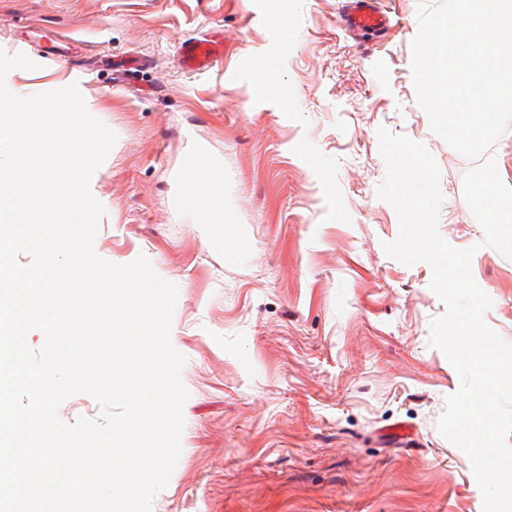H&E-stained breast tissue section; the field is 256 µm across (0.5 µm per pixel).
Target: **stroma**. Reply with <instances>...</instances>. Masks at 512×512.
<instances>
[{"mask_svg":"<svg viewBox=\"0 0 512 512\" xmlns=\"http://www.w3.org/2000/svg\"><path fill=\"white\" fill-rule=\"evenodd\" d=\"M443 3L379 0L401 19L379 39L340 26L342 0H0V50L37 64L8 80L78 85L117 136L95 172L96 254L146 257L178 288L170 341L189 397L151 512H483L469 459L436 429L460 385L428 344L445 307L427 263L386 254L399 220L376 194L378 129L424 144L438 232L475 247L485 320L512 343V258L484 245L463 195L483 160L432 132L413 84L418 8ZM214 30L223 62L182 69L180 42ZM116 56L147 67L115 79ZM197 156L223 170L233 226L186 202ZM395 423L419 444L383 442Z\"/></svg>","mask_w":512,"mask_h":512,"instance_id":"obj_1","label":"stroma"}]
</instances>
